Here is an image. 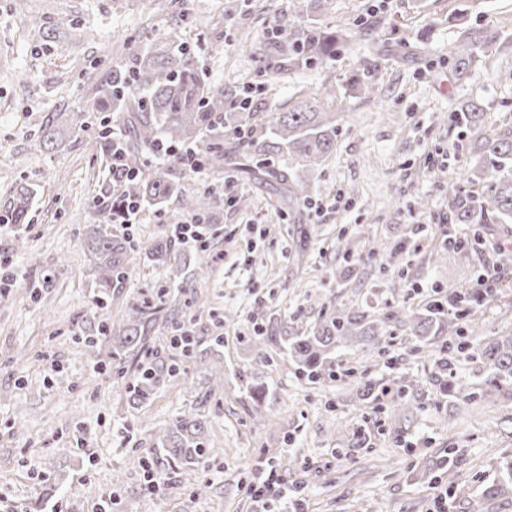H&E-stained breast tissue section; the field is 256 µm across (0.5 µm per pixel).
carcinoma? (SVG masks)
<instances>
[{"label":"carcinoma","instance_id":"1","mask_svg":"<svg viewBox=\"0 0 512 512\" xmlns=\"http://www.w3.org/2000/svg\"><path fill=\"white\" fill-rule=\"evenodd\" d=\"M302 19H281L277 30L251 47L252 60L260 73L274 74L280 68L292 71L320 67L336 60L351 41L375 42L376 29L360 22L345 23L336 28L316 23L315 16L332 0H300ZM448 21L461 26L460 35L450 50L449 64L457 80L470 74L472 67L488 58L497 48L512 46V25L495 30L474 28L465 24L462 14L454 10ZM377 69L368 64L362 73L351 76L349 89L354 94L374 93ZM111 111L124 119L128 141L124 160L130 178L118 183L116 199L133 200L150 206L173 207L176 222L196 218L207 223L211 199L206 194L187 191L182 181L194 170L182 158L173 156L153 162L150 155L160 147L177 150L200 149L198 159L203 170L224 172L226 137L245 131L236 148L252 151L259 161L285 152L306 168L318 165L329 157L336 145V113L325 112L317 98H307L287 112L263 111L256 102L242 103L241 93L224 90V85L208 80L198 57L190 47L178 42L170 33L151 41L136 56L133 66L120 65L112 69V79L101 89ZM486 107L481 100L463 104L455 114L456 123L468 137L470 161L466 177L455 167H448V223L450 224H512V127L489 136L483 133L482 122ZM288 195V203L306 200L312 186L306 180L276 177ZM31 204V190L17 189L6 220L22 224ZM85 245L93 258L97 272L96 334L86 337L93 344L109 348L110 365L101 370H118L123 360H137L132 377L122 379L121 389L133 405L146 403L178 374V365L157 357L149 344L150 333L158 314L166 309L170 292L165 288L132 301L120 316H112L108 304L113 285L125 280L138 254H143L159 267L168 265L174 253L173 238L164 235L134 239L118 234L105 224H94L86 232ZM480 245L477 238H449L447 247L460 258L470 259ZM455 298L453 307L446 299L434 298L420 308L402 315L389 309L378 318L358 310H337L323 314L311 333L304 336H277L258 333L251 337L257 344L283 348L296 366V373L309 380H319L330 374V360L336 346L361 342L377 349L385 339L391 322L410 329L415 337V351L423 358L437 360L436 367L448 370L444 389L448 396L468 407L484 398L483 391L463 382L451 369V360L464 355L487 368L492 384L512 383V337L474 343L470 337L479 329L475 317L481 298L459 288L443 290ZM464 321L456 335L443 339L445 327ZM156 447L173 471L181 472L188 483L195 482L197 467L212 453L207 434V421L199 409H190L169 426L159 437ZM498 477L486 485L482 500L491 504L512 499V458H504L497 467Z\"/></svg>","mask_w":512,"mask_h":512}]
</instances>
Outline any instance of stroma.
Returning a JSON list of instances; mask_svg holds the SVG:
<instances>
[{"label": "stroma", "instance_id": "stroma-1", "mask_svg": "<svg viewBox=\"0 0 512 512\" xmlns=\"http://www.w3.org/2000/svg\"><path fill=\"white\" fill-rule=\"evenodd\" d=\"M159 0H0V217L18 185L33 187L30 221L0 226V259L14 280L0 300V512H96L102 501L115 512H268L267 502L245 489L264 452L297 453L310 471H283L287 483H304V512H432L447 497V512H473L481 491L512 452V385L486 384V370L458 357L457 375L481 384L482 406L465 409L440 391L433 361L412 351L405 327H390L384 354L356 343L337 349V380L310 382L295 373L287 353L249 344L253 327H312L320 313L337 309L409 310L424 304L434 287L469 286L484 264L495 262L499 243L512 242V226L485 227L488 244L471 259L446 252L432 264L427 251L443 231L465 237L467 224H449L448 167H465V140L453 122L460 103L481 99L490 108L483 131L512 125V50L477 63L470 78L448 71L459 31L448 9L469 23L494 29L512 22V0H333L321 24L353 22L365 5L389 38L385 53L371 55L352 41L330 67L300 70L269 83L258 74L246 45L275 17H298V0H180L188 22L182 42L199 54L209 80L225 89L257 86L264 108L290 110L321 84L335 86L330 111L338 115L336 150L310 177L313 200L331 207L279 210L271 170L288 165L278 155L269 165L246 153L227 157L233 181L203 172L184 185L214 199L209 221L219 228L216 259L197 292L204 308L176 304L168 316L188 322L193 346L209 372L223 375L217 406L207 408L213 454L196 478L208 486L196 499L161 458L156 438L198 400L200 373L170 378L146 404L121 399L114 372L100 364L104 349L85 344L93 332L97 273L82 232L106 224L110 211L109 159L96 119L61 128L62 142L47 149L40 133L48 117L104 109L98 93L112 69L128 64L150 36L175 23ZM53 40H46L47 32ZM378 66L372 99L347 96V81L365 58ZM427 201L420 209L419 201ZM312 227L298 250L296 225ZM349 241L353 260L342 257ZM201 252L179 249L175 270L138 259L114 288L111 310L171 285L174 271L193 273ZM67 270H60L59 260ZM497 296L478 309L479 339L512 336V266L499 270ZM234 316L227 326L223 317ZM224 339L214 347L213 337ZM357 376L390 387L403 383L415 405L412 417L392 413L377 434ZM265 394L260 419L248 385ZM457 449L455 477L441 479L449 449ZM157 473L162 493L147 489ZM121 485H114V474Z\"/></svg>", "mask_w": 512, "mask_h": 512}]
</instances>
